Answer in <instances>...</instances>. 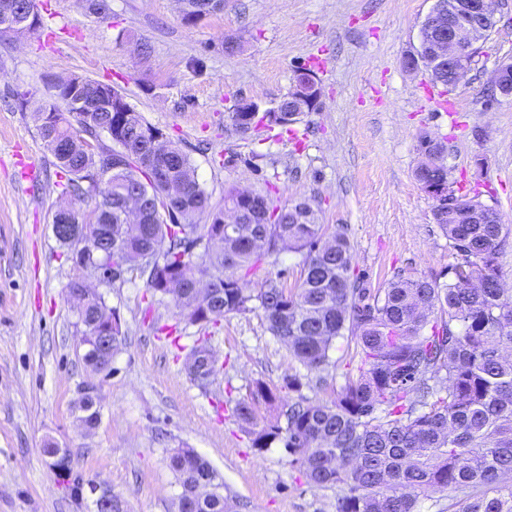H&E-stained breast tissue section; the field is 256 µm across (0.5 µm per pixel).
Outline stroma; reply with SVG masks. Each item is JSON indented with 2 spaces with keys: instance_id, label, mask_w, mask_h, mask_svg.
<instances>
[{
  "instance_id": "obj_1",
  "label": "stroma",
  "mask_w": 512,
  "mask_h": 512,
  "mask_svg": "<svg viewBox=\"0 0 512 512\" xmlns=\"http://www.w3.org/2000/svg\"><path fill=\"white\" fill-rule=\"evenodd\" d=\"M433 4L224 0L223 11L188 24L180 0H111L104 19L82 0H41L43 28L0 33V512H93L90 491L74 493L77 481L111 486L114 512H175V448L210 463L235 512H335L336 503L335 489L310 486L289 467L282 444L253 448L233 415L249 384L280 385L297 367L260 309L204 326L142 281L101 280L125 342L108 371L85 364L65 294L72 263L52 231L67 204L61 173L16 92L41 98L49 81L74 74L112 85L190 154L214 204L231 186L270 190L281 204L310 199L326 232L347 230L353 272L369 287H385L400 270L444 281L455 258L415 177L418 139H440L456 188L480 192L512 225V99L485 106L494 70L512 61V0L499 6L467 76L449 89L452 112L427 102V72L403 65ZM231 40L238 48L229 53ZM315 61L324 96L294 133L262 122L245 135L233 129L227 114L237 99L270 108L297 68ZM173 324L175 343L163 332ZM201 342L218 359L203 388L184 366ZM88 385L99 396L91 430L78 408ZM50 439L70 454L72 480L49 469Z\"/></svg>"
}]
</instances>
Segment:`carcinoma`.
Returning a JSON list of instances; mask_svg holds the SVG:
<instances>
[{
  "label": "carcinoma",
  "mask_w": 512,
  "mask_h": 512,
  "mask_svg": "<svg viewBox=\"0 0 512 512\" xmlns=\"http://www.w3.org/2000/svg\"><path fill=\"white\" fill-rule=\"evenodd\" d=\"M24 0H0V24L23 25L7 13ZM33 107L41 140L65 182L69 210L57 241L73 268L95 266L107 280L130 274L152 295L168 297L191 322L217 325L224 315L258 303L267 330L283 343L299 369L270 387L254 381L234 407L249 427L252 447L280 442L288 464L313 487L336 488V512H421L429 493L462 495L459 512H512V292L503 288L499 257L512 248L507 225L488 224L499 211L480 193L460 194L453 210L436 211V224L457 263L446 282L398 271L384 288L371 289L352 273L354 247L338 228L327 235L310 201L278 205L271 195L231 187L224 205L212 203L190 156L175 142H154L152 128L134 108L97 112L77 107L70 94L46 100L16 92ZM286 112H266L271 128L292 132L304 111H317L299 94ZM255 113L230 112L235 130L248 133ZM419 153L445 154L427 135ZM421 184L454 190L445 161L420 163ZM99 230L89 248L76 229ZM288 250L301 257L294 287L268 267ZM263 274L261 288H244ZM82 329L88 366H106L93 332H112V353L124 332L116 310L100 294L85 299ZM355 336L357 374L345 377L333 402L302 394L328 384L336 339ZM284 390L298 394L282 411L285 424H260L258 411ZM190 505L183 512H233L216 487L196 497L212 471L201 455L170 456Z\"/></svg>",
  "instance_id": "carcinoma-1"
}]
</instances>
